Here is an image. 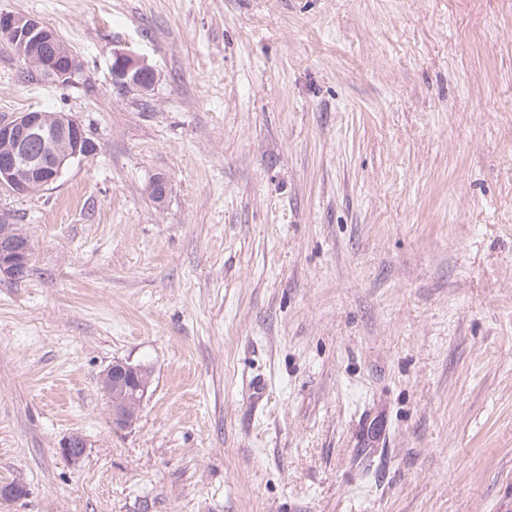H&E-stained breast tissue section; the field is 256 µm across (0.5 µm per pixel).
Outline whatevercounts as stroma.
<instances>
[{
  "instance_id": "obj_1",
  "label": "stroma",
  "mask_w": 512,
  "mask_h": 512,
  "mask_svg": "<svg viewBox=\"0 0 512 512\" xmlns=\"http://www.w3.org/2000/svg\"><path fill=\"white\" fill-rule=\"evenodd\" d=\"M0 12L80 63L26 78L0 42V122L97 145L0 188L32 246L0 279V512H512V0ZM116 360L151 372L128 427ZM112 75L115 82L119 85L135 86L143 90L149 89L155 82L153 69L131 51H118L115 53ZM145 76L151 81L148 88H145V85L141 82ZM148 78L145 77L143 81L145 84Z\"/></svg>"
}]
</instances>
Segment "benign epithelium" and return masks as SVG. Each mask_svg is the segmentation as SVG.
Segmentation results:
<instances>
[{
    "instance_id": "7a95c632",
    "label": "benign epithelium",
    "mask_w": 512,
    "mask_h": 512,
    "mask_svg": "<svg viewBox=\"0 0 512 512\" xmlns=\"http://www.w3.org/2000/svg\"><path fill=\"white\" fill-rule=\"evenodd\" d=\"M0 38L6 40L23 65V72H37L54 83L73 81L78 64L71 49L40 21L13 13H0ZM117 84L145 88L142 79L155 81L153 69L130 51H118L112 64ZM96 145L71 117L43 111L24 112L0 123V187L25 195L55 181L74 159L92 153ZM27 236L6 224L0 228V276L17 279L30 263ZM150 374L140 366L115 361L104 372L102 385L111 403L112 421L132 425L138 418ZM85 442L79 435L67 437L62 454L73 462L81 459Z\"/></svg>"
}]
</instances>
